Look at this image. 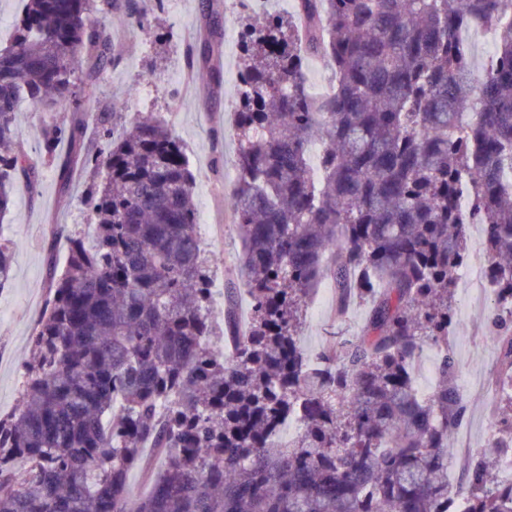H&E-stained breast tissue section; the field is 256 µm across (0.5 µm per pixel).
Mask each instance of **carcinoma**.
I'll return each instance as SVG.
<instances>
[{
    "instance_id": "1",
    "label": "carcinoma",
    "mask_w": 512,
    "mask_h": 512,
    "mask_svg": "<svg viewBox=\"0 0 512 512\" xmlns=\"http://www.w3.org/2000/svg\"><path fill=\"white\" fill-rule=\"evenodd\" d=\"M301 21L270 14L241 31L235 88L241 249L228 266L252 299L239 332L232 293L227 357L210 340L212 266L197 233L195 177L156 112L127 127L118 106L97 116L107 144L84 152L82 118L41 131L40 158L63 189L75 166L96 177L95 224L67 237L66 267L29 342L15 409L0 416V512H512L494 471L512 456V0H295ZM0 49V221L17 179L39 164L16 149L26 103L81 112L98 74L119 59L95 0H21ZM186 49L188 69L222 85L223 15ZM494 32L481 79L463 43ZM321 56L334 91H310ZM322 143L320 174L311 144ZM67 144L68 154L59 155ZM483 228L496 302V428L448 481V436L464 422L448 345L452 288L467 224ZM0 224V290L11 241ZM369 305L360 335L313 360L301 347L317 282ZM439 380H414L424 346ZM297 432L274 447L282 421ZM163 459L152 468L144 449ZM147 472L134 497L129 474Z\"/></svg>"
}]
</instances>
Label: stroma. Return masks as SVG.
<instances>
[{"label": "stroma", "instance_id": "35a3bbf8", "mask_svg": "<svg viewBox=\"0 0 512 512\" xmlns=\"http://www.w3.org/2000/svg\"><path fill=\"white\" fill-rule=\"evenodd\" d=\"M224 16V40L219 48L223 85L209 88L206 72H190L185 49L204 26L200 0H169L157 5L147 0L144 23L119 9L100 11L99 17L124 49L122 61L105 71L98 83V108L124 101L125 124L141 113L165 115L173 131L187 146L195 181L197 231L208 253L232 260L240 241L229 212V193L236 178L237 135L234 128V91L241 54L239 30L248 15L241 0H215ZM69 112H42L25 105L17 117L18 140L30 157L39 153L41 130L49 121L70 123ZM221 139H213L212 131ZM222 155L223 167L213 170V156ZM94 179L92 170L77 169L69 193H61L54 166L44 165L36 186L18 182L13 207L5 219V233L14 242L16 278L0 291V414H10L17 403L22 364L29 339L47 299L51 272L64 265L65 240L57 227L92 223L82 195ZM467 285L457 280L454 290L456 322L449 331V346L459 372L456 380L468 411L459 432L448 438L452 449L463 443L483 444L493 432L494 374L497 350L491 340V302L470 304ZM366 308L351 304L344 314L336 312V290L331 280L319 284L310 301L302 328L301 343L316 356L336 338L361 333Z\"/></svg>", "mask_w": 512, "mask_h": 512}]
</instances>
